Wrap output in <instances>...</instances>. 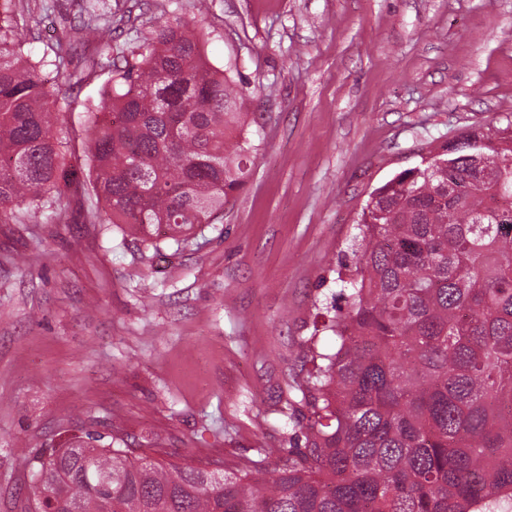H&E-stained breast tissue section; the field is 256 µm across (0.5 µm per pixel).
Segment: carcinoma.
I'll return each mask as SVG.
<instances>
[{
    "label": "carcinoma",
    "mask_w": 512,
    "mask_h": 512,
    "mask_svg": "<svg viewBox=\"0 0 512 512\" xmlns=\"http://www.w3.org/2000/svg\"><path fill=\"white\" fill-rule=\"evenodd\" d=\"M74 28L97 54L64 90L0 15V223L121 224L158 249L186 245L240 191L256 146L244 86L206 59L180 17L135 55L112 45L90 5ZM87 99V174L54 118L99 68ZM468 133L374 188L358 213L345 306L304 339L293 377L301 448H262L222 473L134 456L119 435L87 433L30 462L35 512H506L512 508V125Z\"/></svg>",
    "instance_id": "carcinoma-1"
}]
</instances>
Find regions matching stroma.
I'll return each mask as SVG.
<instances>
[{"label":"stroma","mask_w":512,"mask_h":512,"mask_svg":"<svg viewBox=\"0 0 512 512\" xmlns=\"http://www.w3.org/2000/svg\"><path fill=\"white\" fill-rule=\"evenodd\" d=\"M136 50L191 0H104ZM75 0H13L42 17L36 52ZM202 48L261 83L259 148L218 223L186 248H143L97 224L0 223V512H24L29 462L83 432L138 455L234 466L292 435L303 340L369 193L422 148L512 122V0H209ZM56 131L86 154L82 102Z\"/></svg>","instance_id":"stroma-1"}]
</instances>
